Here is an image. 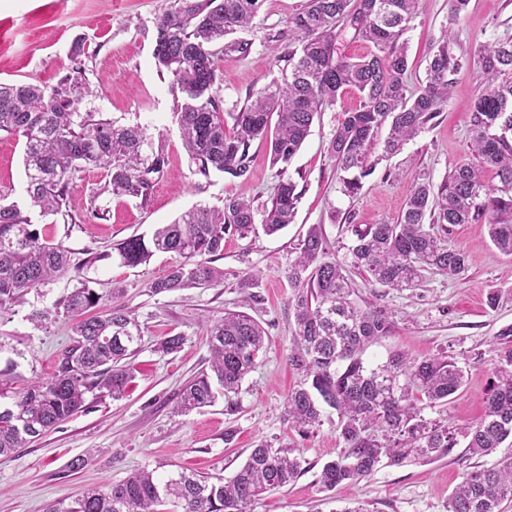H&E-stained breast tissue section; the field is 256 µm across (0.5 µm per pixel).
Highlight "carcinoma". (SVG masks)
<instances>
[{"mask_svg":"<svg viewBox=\"0 0 512 512\" xmlns=\"http://www.w3.org/2000/svg\"><path fill=\"white\" fill-rule=\"evenodd\" d=\"M261 2L171 0L156 21L154 58L181 94L178 124L195 173L206 179L214 172L247 177L249 149L258 139L285 174L314 119L336 103L340 92L351 90L360 106L344 113L329 150L337 169L359 172L343 179L346 190L354 193L359 179L372 172L369 146L379 129L390 123L383 149L399 152L442 112L460 63L443 41L429 61L425 87L413 95L405 80L408 55L401 38L421 0H307L306 9L288 21L298 45L277 57L284 63L281 81L258 90L249 104L229 113L230 135L216 100L217 60L223 52L219 45L227 34L252 23ZM347 28L371 45L367 55L354 59L337 53L336 40ZM84 54V44L75 42L72 71L50 88L0 83V132L24 138L30 205L64 220L71 217V185L85 168L107 171L109 180L100 193L145 202L167 163L163 148L153 147L143 128L79 111V101L92 94L84 82ZM478 64L481 81L469 127L479 164L459 165L437 188L415 181L394 224L349 225L355 240L348 264L330 253L321 229L312 228L289 270L298 346L293 361L310 382L288 393V420L306 429L320 422L318 401L336 409L344 448L322 467L319 482L326 490L360 481L384 458L399 465L411 457L431 461L447 456L460 436L467 439L470 454L479 457L512 438V326L497 336L502 353L483 417L458 431L423 412L462 388L463 367L444 353L416 360L399 352L381 364L366 365L364 351L391 335L393 324L383 311L360 305L350 277L355 269L393 289L414 287L428 271L462 277L466 255L448 245V232L482 213L493 244L512 255V81L499 80L512 71V37L480 49ZM486 167L496 169L501 179L498 195L481 179ZM299 199L295 183L282 178L270 196L271 206L260 211L243 198L225 201L221 210L200 205L156 228L151 237L134 235L114 249L132 267L156 252L182 258L151 284L155 294L209 287L222 282L224 273L203 257L222 252L225 235L245 236L258 224L274 234L293 222ZM71 266L68 247L41 238L17 203H0V310ZM101 300L84 285L64 298L63 308L73 320L72 345L49 380L17 392L10 406L0 408V456L13 454L72 416L88 393L114 399L124 395L134 378L126 360L136 352L140 331L121 305L91 314ZM208 336L209 368L180 392L178 409L185 414L213 403L216 385L224 390L227 411L236 409L232 396L256 368L266 332L248 314L226 311L210 324ZM302 462L290 448L260 444L227 481L182 471L162 482L151 471L136 470L106 491L88 489L71 504L54 503L47 512H158L169 500L174 512H251L263 494L295 481ZM508 501L512 457L467 472L448 498L447 512H503Z\"/></svg>","mask_w":512,"mask_h":512,"instance_id":"cac0c4a2","label":"carcinoma"}]
</instances>
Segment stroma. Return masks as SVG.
I'll return each mask as SVG.
<instances>
[{
  "label": "stroma",
  "mask_w": 512,
  "mask_h": 512,
  "mask_svg": "<svg viewBox=\"0 0 512 512\" xmlns=\"http://www.w3.org/2000/svg\"><path fill=\"white\" fill-rule=\"evenodd\" d=\"M306 4L263 0L248 28L228 34V41L247 43L248 50L218 57L221 112L238 111L252 93L279 77L277 57L286 44L274 36L287 33L289 19ZM169 6L170 0H0V82L56 85L71 69L74 40L84 39L85 79L93 94L80 101L79 110L141 126L167 157L148 203L104 192L106 171L91 167L70 190L75 223L29 212L40 235L63 242L84 268L0 310V388L13 392L51 378L71 344L72 322L60 303L82 280L100 294L102 309L118 303L135 316L141 342L130 360L135 379L121 399L87 396L77 413L11 456L0 457V512H46L52 502L72 500L89 488H109L140 469L161 479L190 470L229 479L261 444L299 449L304 470L293 484L256 500L253 512H342L359 503L368 512H446L464 473L512 455V444L503 443L496 455L482 458L460 445L437 461L383 462L360 482L323 490L321 469L344 442L334 408L322 406L320 425L306 431L284 414L289 391L303 379L292 361L297 347L291 335L294 290L288 271L310 227L320 226L331 253L348 261L352 236L347 223H395L415 176L437 186L458 165L474 162L469 113L479 85L477 51L512 36V0H469L454 24L448 21V0H423L404 35L410 93L424 87L428 60L443 40H450L461 63L448 103L430 128L396 155L385 154L382 141H375L374 172L362 180L357 194H347L328 144L345 112L358 108L360 100L350 91L339 94L335 105L314 121L286 172L301 194L294 222L273 235L260 229L226 235L223 252L210 258L211 266L224 273L222 284L155 294L152 282L179 263V256L157 253L129 267L113 254L114 243L152 235L158 225L198 205L220 209L226 200L243 197L263 208L279 181L277 167L258 140L249 150L247 177L196 175L179 133L181 96L153 58L155 21ZM23 150V140L0 134V197L8 202L26 201ZM93 203L105 208L106 220L84 222ZM448 243L467 255L462 278L429 272L420 286L401 290L365 275H355L354 281L360 303L383 310L394 322L390 336L366 349L364 361L381 363L395 352L417 360L453 356L465 370L464 385L424 415L461 429L484 414L500 353L496 336L512 324V255L493 245L483 217L454 226ZM493 292L499 295L494 307L488 303ZM37 310L48 312V319L32 320ZM228 310L245 312L264 328L266 349L240 387L235 412H227L220 397L211 406L180 414L181 389L210 357L207 323ZM175 334L186 338L182 349L159 352V343ZM77 458L84 464L75 469L71 463Z\"/></svg>",
  "instance_id": "obj_1"
}]
</instances>
